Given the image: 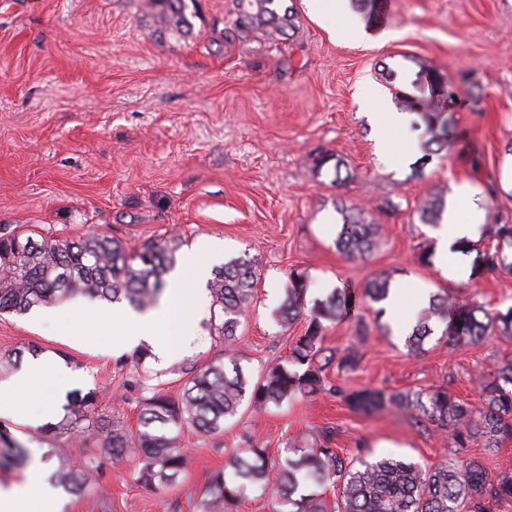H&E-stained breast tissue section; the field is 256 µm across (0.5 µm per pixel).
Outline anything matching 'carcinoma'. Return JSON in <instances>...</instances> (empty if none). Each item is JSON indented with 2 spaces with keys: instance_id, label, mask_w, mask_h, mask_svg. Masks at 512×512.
Listing matches in <instances>:
<instances>
[{
  "instance_id": "1",
  "label": "carcinoma",
  "mask_w": 512,
  "mask_h": 512,
  "mask_svg": "<svg viewBox=\"0 0 512 512\" xmlns=\"http://www.w3.org/2000/svg\"><path fill=\"white\" fill-rule=\"evenodd\" d=\"M149 6L169 31L188 35L189 16L195 15L196 0H149ZM235 27L247 33L262 31L279 40L295 28L293 7L286 0H237ZM415 77L405 90L394 92L400 111L417 114L432 140L448 142V102L430 91H421ZM316 168H332L334 182L345 184L344 161L330 152H321ZM446 200L440 192H428L417 205L419 221L433 227L441 224ZM342 224L337 248L350 257L373 253L381 242V225L371 212L357 205H342ZM182 240L172 237L150 242L136 253H129L114 238L93 233L78 240L42 239L24 233L0 234V314H27L35 308L52 307L62 301L89 298L107 303L125 301L137 311L155 308L166 288L167 275L175 266ZM512 227L500 212L491 209L488 224L477 241L461 240L455 251L476 253L473 274L496 278L512 273ZM257 267L248 255L232 258L213 269L207 290L216 307L218 335L224 339V353L198 365L183 363L171 369L182 385L179 394L150 387L139 379L123 382L138 392L137 426L119 423L101 429L103 451L113 457L133 456L139 461L137 481L146 490L164 489L182 471L186 452L183 435H213L224 432L226 422L246 407L266 411L284 401L322 389L323 371L330 358L323 355L325 323L347 319L364 299L380 303L388 298L389 281L372 280L362 293L344 288L305 311L307 281L303 273L292 271L284 298L274 311L276 323L292 324L307 314L308 324L298 336L288 357L257 376L243 369L237 349L238 328L256 305ZM441 329L440 339L452 347L476 345L493 335L512 336V307L505 311L488 309L473 299L445 294L430 301L418 314L407 336L408 352L424 351L425 340ZM481 407L476 408L446 389L428 392L386 393L362 389L344 395L354 411L373 413L394 409L418 413L438 428L452 431L462 448L474 439L489 443L512 439V360L477 375ZM84 403L71 401L72 419L59 425L37 429L41 437L57 430H73L86 417ZM0 466L27 458L20 444L9 442L0 433ZM49 480L69 494H82L96 485L102 464L97 459L74 461L67 454H48ZM339 486L334 512H492V506L512 499V471L497 480L488 479L477 459H450L437 465L395 456L372 460L351 458L329 447L325 440L315 445L295 440L273 458L267 449H242L231 471L214 472L201 495H184L188 512H237L247 488H255L273 499L277 512H329L319 488Z\"/></svg>"
}]
</instances>
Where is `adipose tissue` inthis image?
Wrapping results in <instances>:
<instances>
[{"label":"adipose tissue","instance_id":"ef3b65f1","mask_svg":"<svg viewBox=\"0 0 512 512\" xmlns=\"http://www.w3.org/2000/svg\"><path fill=\"white\" fill-rule=\"evenodd\" d=\"M205 276V266L196 264L173 277L166 300L157 310L142 314L132 309L113 308L112 321L124 330L123 346L146 345L161 358L179 349L181 338L190 335L196 325L204 298L198 283ZM44 479L40 463H33L21 485L0 490V512H21V505L27 499L32 500L37 512H61L56 496Z\"/></svg>","mask_w":512,"mask_h":512}]
</instances>
